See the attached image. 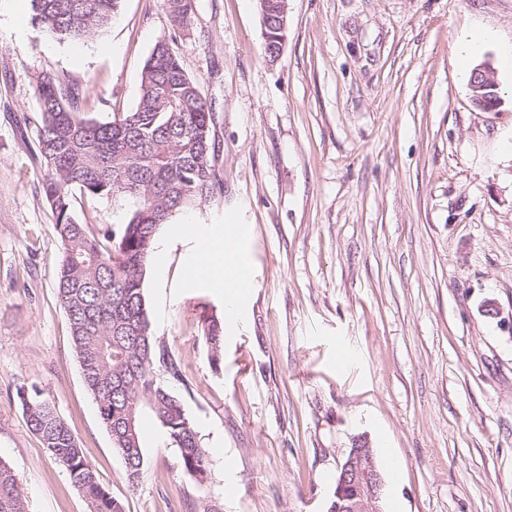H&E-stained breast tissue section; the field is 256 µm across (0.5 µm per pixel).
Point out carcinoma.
Listing matches in <instances>:
<instances>
[{"instance_id": "1", "label": "carcinoma", "mask_w": 512, "mask_h": 512, "mask_svg": "<svg viewBox=\"0 0 512 512\" xmlns=\"http://www.w3.org/2000/svg\"><path fill=\"white\" fill-rule=\"evenodd\" d=\"M121 0H32V23L57 40L105 31ZM172 25L188 27L196 0H164ZM41 120L35 132L46 167L44 195L62 247L56 288L87 391L121 453L126 479L144 473L140 422L154 417L179 449L182 471L204 484L210 451L180 398L160 376L182 379L173 353L154 335L143 282L160 229L198 201L222 197L212 136L215 112L167 41L146 60L137 104L99 121L84 112L88 89L57 75L38 81ZM122 198L124 224L96 230L74 211L75 195ZM203 333L211 362L220 361L224 324L211 317ZM30 430L63 463L90 512H125L105 491L54 404L39 390L20 391ZM0 512H27L24 489L0 460Z\"/></svg>"}]
</instances>
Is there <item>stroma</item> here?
I'll use <instances>...</instances> for the list:
<instances>
[{
  "label": "stroma",
  "mask_w": 512,
  "mask_h": 512,
  "mask_svg": "<svg viewBox=\"0 0 512 512\" xmlns=\"http://www.w3.org/2000/svg\"><path fill=\"white\" fill-rule=\"evenodd\" d=\"M30 0H0V459L30 512H89L26 424L18 388L54 403L126 512H327L356 439L385 479L386 512H512V0H288L282 57L262 54L258 0H197L173 29L162 0H123L102 34L47 38ZM481 43L472 59L461 38ZM167 40L216 114L222 199L175 214L149 260L153 331L170 382L212 454L205 485L142 419L144 475L130 487L80 372L56 288L61 245L29 134L39 78L88 86L90 116L134 108ZM490 66L485 111L468 76ZM191 221L246 229L255 274L240 319L223 289L188 284ZM494 302L499 316L489 315ZM224 320L212 368L204 317Z\"/></svg>",
  "instance_id": "obj_1"
}]
</instances>
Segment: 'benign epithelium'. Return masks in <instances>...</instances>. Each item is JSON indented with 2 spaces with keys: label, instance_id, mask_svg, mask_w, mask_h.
<instances>
[{
  "label": "benign epithelium",
  "instance_id": "1",
  "mask_svg": "<svg viewBox=\"0 0 512 512\" xmlns=\"http://www.w3.org/2000/svg\"><path fill=\"white\" fill-rule=\"evenodd\" d=\"M287 2L282 0L277 28L267 22L262 25L263 39L272 45V64L278 62L286 44ZM478 72L477 82L470 84L474 102L479 101V92L495 85L490 68L482 67ZM330 512H384V482L367 442L355 443L340 463Z\"/></svg>",
  "mask_w": 512,
  "mask_h": 512
}]
</instances>
